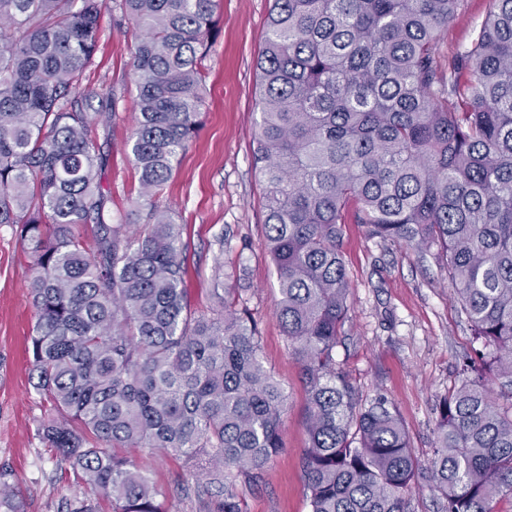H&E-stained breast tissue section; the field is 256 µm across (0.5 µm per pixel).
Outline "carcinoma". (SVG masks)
I'll return each mask as SVG.
<instances>
[{
    "instance_id": "1",
    "label": "carcinoma",
    "mask_w": 512,
    "mask_h": 512,
    "mask_svg": "<svg viewBox=\"0 0 512 512\" xmlns=\"http://www.w3.org/2000/svg\"><path fill=\"white\" fill-rule=\"evenodd\" d=\"M471 44L437 42L466 0H273L259 72L254 167L276 315L308 394L300 458L311 512H406L429 486L443 512L512 505V0H488ZM137 26L130 137L150 223H112L98 126L112 98L87 77L108 0H0V226L33 258L43 435L85 493L65 512H170L132 452L182 460L196 512H243L282 448L286 394L257 322L224 287L192 306L183 226L155 204L205 105L218 0H113ZM435 251L482 348L438 404L423 463L382 394L364 402L336 364L348 319L342 224Z\"/></svg>"
}]
</instances>
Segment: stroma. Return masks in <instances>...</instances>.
Wrapping results in <instances>:
<instances>
[{"mask_svg":"<svg viewBox=\"0 0 512 512\" xmlns=\"http://www.w3.org/2000/svg\"><path fill=\"white\" fill-rule=\"evenodd\" d=\"M271 0H220L218 35L205 63L206 107L198 132L184 151L160 197L188 244L187 288L194 307L211 305L216 257L233 266L226 285L240 289L259 322L261 355L283 385L287 400L283 448L258 488L241 492L245 512H310L300 458L308 444L303 425L306 389L276 317L275 269L264 246L263 189L253 166L258 118L255 70ZM487 0H467L465 10L439 42L441 56L468 46L486 20ZM134 28L106 21L92 83L115 100L101 182L113 218L144 224L138 205V173L129 151L136 90L131 81ZM225 235L224 247L215 239ZM342 254L350 280L351 312L336 346L337 363L361 399L385 394L397 407L416 454H433L438 401L456 386L477 342L452 300L448 273L434 257L370 237L364 225L343 226ZM32 257L8 226H0V470L15 494L0 512H61L76 486L60 467L41 425L51 402L33 388L27 339L35 324L30 297ZM138 462L166 489L171 512H195L180 498L187 473L160 450H143Z\"/></svg>","mask_w":512,"mask_h":512,"instance_id":"obj_1","label":"stroma"}]
</instances>
